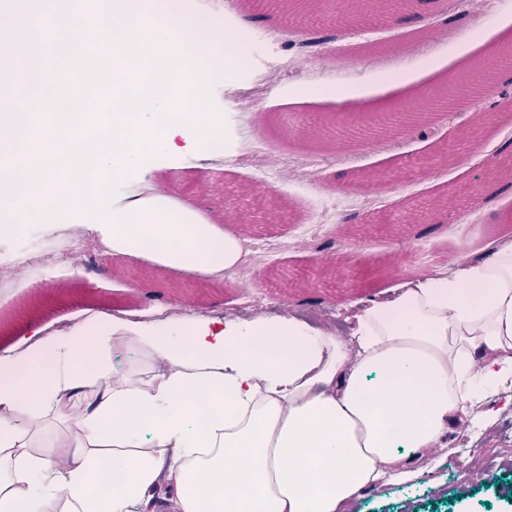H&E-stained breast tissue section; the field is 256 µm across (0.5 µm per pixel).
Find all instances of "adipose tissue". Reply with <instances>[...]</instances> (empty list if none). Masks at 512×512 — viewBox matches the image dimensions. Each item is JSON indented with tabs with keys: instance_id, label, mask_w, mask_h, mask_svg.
<instances>
[{
	"instance_id": "ef3b65f1",
	"label": "adipose tissue",
	"mask_w": 512,
	"mask_h": 512,
	"mask_svg": "<svg viewBox=\"0 0 512 512\" xmlns=\"http://www.w3.org/2000/svg\"><path fill=\"white\" fill-rule=\"evenodd\" d=\"M100 229L118 263L242 251L155 191ZM507 388L512 242L365 303L346 339L292 315L35 327L0 352V512H346Z\"/></svg>"
}]
</instances>
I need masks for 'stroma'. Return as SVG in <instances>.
Masks as SVG:
<instances>
[{
	"label": "stroma",
	"instance_id": "obj_1",
	"mask_svg": "<svg viewBox=\"0 0 512 512\" xmlns=\"http://www.w3.org/2000/svg\"><path fill=\"white\" fill-rule=\"evenodd\" d=\"M224 11L245 41L260 35L283 48L303 37L267 0H229ZM501 16L512 18V7L484 13L478 0L452 10L438 0H419L383 27L368 30L350 21L321 28L314 36L325 51L301 61L305 80L273 85L245 112L225 98L236 76L224 73L211 84L214 109L241 128L248 145L263 147L266 167L278 173L275 181H261L260 169L241 163L235 152L220 167L202 164L197 153L157 156L148 163L149 174L137 169L124 178L113 204L121 206L147 177L166 186L171 200L193 205L200 219L242 241L281 243L276 260L246 277L260 300L258 314L319 308L334 311L337 327H344L356 302L403 282L407 272L421 274L422 262L409 260L416 247L428 249L439 263L462 262L480 257L489 240L512 237V177L490 173L500 158L512 155V79L497 81L482 111L466 102L434 111L426 129L401 133L372 131L376 110L340 112L329 102H304V95L323 85L365 101H411L414 87L441 85L461 69L443 34L458 35ZM391 74L406 77L409 86L389 87ZM314 145L328 163L317 180L307 182L296 176L292 161ZM365 190L378 203L370 212L353 202ZM329 199L336 202L334 224L316 240L300 239L298 225ZM469 212L476 226L464 223ZM99 244L97 233L88 232L84 246L97 253V261L69 273L66 283L44 281L38 293L15 279L11 293L0 298V350L27 327L67 326L88 310H128L151 320L176 306L191 316H223L243 294L246 278L240 273H207L199 286L195 274L150 261L142 262L143 274L131 284L126 264L98 254ZM510 419V390L475 405L447 448L412 480H381L362 492L351 512H512V447L502 435ZM465 445L469 456L449 466L454 449Z\"/></svg>",
	"mask_w": 512,
	"mask_h": 512
}]
</instances>
